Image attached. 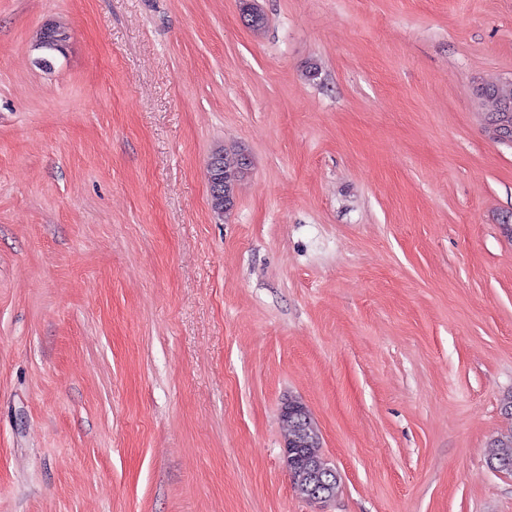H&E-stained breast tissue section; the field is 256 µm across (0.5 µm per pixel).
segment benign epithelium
Instances as JSON below:
<instances>
[{"label": "benign epithelium", "mask_w": 512, "mask_h": 512, "mask_svg": "<svg viewBox=\"0 0 512 512\" xmlns=\"http://www.w3.org/2000/svg\"><path fill=\"white\" fill-rule=\"evenodd\" d=\"M69 34L60 23L44 26L36 43L38 48H54L65 51ZM485 129L488 136L502 143H512V103L504 99L500 101L498 113L489 114L485 118ZM211 178L209 193L211 208L222 214L230 213L236 205V193L227 181L222 179L220 172L224 170V158L215 157L209 160ZM307 406L295 399H284L280 408V424L283 432V462L287 472L294 476L299 484L309 488V498L325 502L327 498L315 491L312 482L323 484L320 476L323 470L322 461L309 456L303 451L307 447L304 435L309 433L308 420L305 419Z\"/></svg>", "instance_id": "benign-epithelium-1"}]
</instances>
